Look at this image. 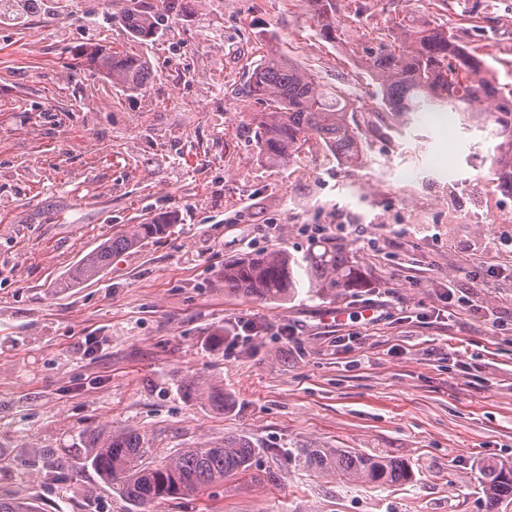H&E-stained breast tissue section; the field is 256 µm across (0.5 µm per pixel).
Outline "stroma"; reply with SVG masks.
<instances>
[{"mask_svg": "<svg viewBox=\"0 0 512 512\" xmlns=\"http://www.w3.org/2000/svg\"><path fill=\"white\" fill-rule=\"evenodd\" d=\"M321 40L304 0H176L135 40L102 0H71L66 29L0 21V498L39 512H137L87 465L98 436L140 434L147 462L244 436L251 470L144 512H482L485 468L512 466V223L497 224L481 113H417L362 128L349 167L310 142L286 170L256 154L243 72L276 44L322 86L363 103L360 59L402 17L454 29L512 84V0H338ZM89 43L146 58L130 93L71 78ZM405 170L418 181L396 192ZM171 214L166 237L60 287L123 224ZM335 237L360 283L285 302L228 296L227 261L302 255ZM224 390L223 410L188 383ZM315 444L403 462L384 487L315 474Z\"/></svg>", "mask_w": 512, "mask_h": 512, "instance_id": "1", "label": "stroma"}]
</instances>
